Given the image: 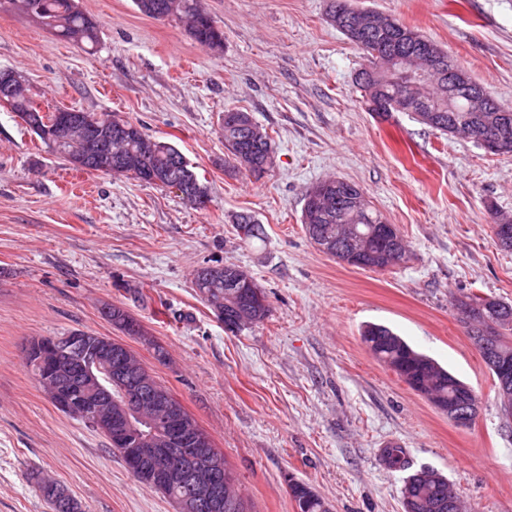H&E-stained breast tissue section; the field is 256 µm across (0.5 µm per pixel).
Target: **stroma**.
I'll return each mask as SVG.
<instances>
[{
    "mask_svg": "<svg viewBox=\"0 0 512 512\" xmlns=\"http://www.w3.org/2000/svg\"><path fill=\"white\" fill-rule=\"evenodd\" d=\"M399 18L512 105V0H352ZM98 22L95 53L0 0V70L20 73L42 111L112 112L174 144L209 191L206 208L175 190L76 172L0 106V512H52L34 474L84 512H177L142 487L107 439L58 410L23 359L28 341L82 330L133 349L211 436L253 512H296L289 479L332 512H404L405 479L443 474L469 512H512V419L459 324L452 296L512 303V252L491 214L512 215V153L444 134L412 113L368 112L355 83L365 57L326 20L328 0H204L224 47L132 0H79ZM249 112L272 139L262 177L224 168L225 109ZM357 182L408 252L384 271L336 262L300 223L307 187ZM252 212L250 244L233 219ZM247 270L270 315L225 330L195 295L214 262ZM126 309L168 352L154 358L103 318ZM393 329L470 386L475 423L460 428L365 348L364 325ZM403 443L389 467L383 441ZM234 228L237 232L238 237L241 241L251 243L254 240H263L264 230L261 224L255 219V217L247 212L239 213L234 222ZM244 224V225H242ZM248 228L245 236H242L239 232L242 227Z\"/></svg>",
    "mask_w": 512,
    "mask_h": 512,
    "instance_id": "35a3bbf8",
    "label": "stroma"
}]
</instances>
